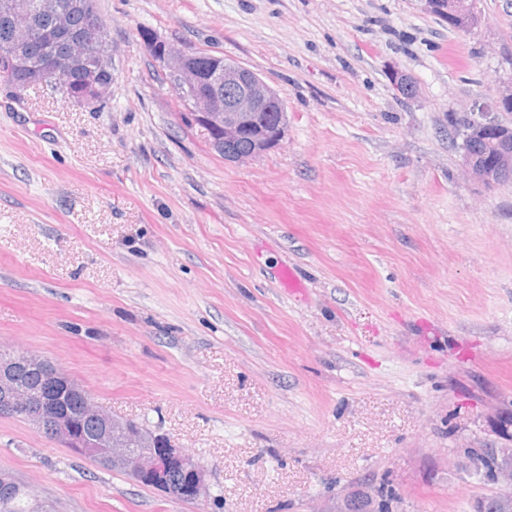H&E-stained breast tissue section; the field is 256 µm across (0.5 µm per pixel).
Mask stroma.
I'll use <instances>...</instances> for the list:
<instances>
[{
	"mask_svg": "<svg viewBox=\"0 0 512 512\" xmlns=\"http://www.w3.org/2000/svg\"><path fill=\"white\" fill-rule=\"evenodd\" d=\"M98 109L0 90V345L206 468L193 502L0 417V470L59 512H473L465 449L512 448V180L465 178L453 114L512 80V0L473 34L421 0H97ZM282 98L224 160L147 39ZM408 74L417 92L394 83ZM292 271L296 288L279 278Z\"/></svg>",
	"mask_w": 512,
	"mask_h": 512,
	"instance_id": "obj_1",
	"label": "stroma"
}]
</instances>
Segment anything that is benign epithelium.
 Here are the masks:
<instances>
[{
	"mask_svg": "<svg viewBox=\"0 0 512 512\" xmlns=\"http://www.w3.org/2000/svg\"><path fill=\"white\" fill-rule=\"evenodd\" d=\"M426 11L448 21L450 28L470 33L478 22L476 0H422ZM35 10L50 19L46 32L29 26L14 25L0 41V55L6 57L19 76L0 84L20 94L34 82L52 81L67 90L68 102L89 109L97 108L110 94L112 56L106 33L91 43L75 34L71 10L58 0H0V15L12 17ZM198 52H187L165 44L158 56L169 82L190 110L194 122L202 128L212 144L221 147L248 138V151L224 156V159L246 163L274 147L286 129L285 107L280 96L255 71L222 56L208 54V77L201 79L194 60ZM72 68L85 74L81 90L72 91L66 75ZM512 102V80L504 83L491 104L475 103L460 114L463 125L462 169L465 175L487 189L495 186L501 172L512 169V121L502 119V106ZM488 133L495 134V160L477 163L467 142ZM41 371L62 383L65 392L77 393L83 402L80 413L73 414L57 401L37 399L19 381L17 368ZM0 410L20 414L37 432H47L52 439L75 453L102 461L121 470L139 483L145 481L171 495L198 501L207 496L208 484L204 465L176 446L163 434H155L152 446L135 448L145 428L136 421L114 417L95 404L91 396L52 362L23 350L0 355ZM83 417L96 419L98 431L86 436L77 429ZM179 468L190 478L187 495L170 487L166 472Z\"/></svg>",
	"mask_w": 512,
	"mask_h": 512,
	"instance_id": "1",
	"label": "benign epithelium"
}]
</instances>
